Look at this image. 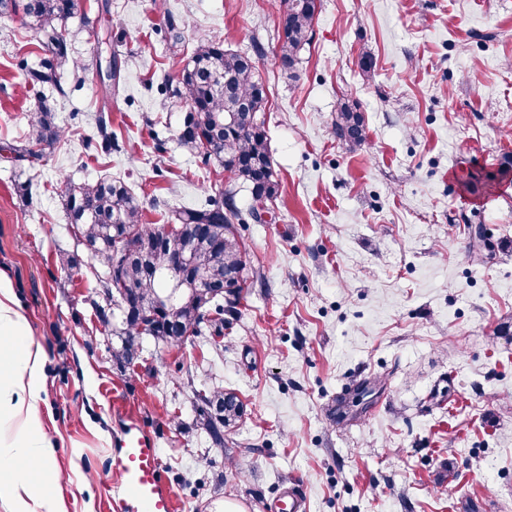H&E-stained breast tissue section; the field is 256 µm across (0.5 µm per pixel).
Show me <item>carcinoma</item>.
<instances>
[{"instance_id":"cac0c4a2","label":"carcinoma","mask_w":512,"mask_h":512,"mask_svg":"<svg viewBox=\"0 0 512 512\" xmlns=\"http://www.w3.org/2000/svg\"><path fill=\"white\" fill-rule=\"evenodd\" d=\"M21 9L38 35L45 58L27 70L33 85H49L64 93L61 79L78 66L70 60L62 24L75 14L80 0H0V7ZM322 0H278L281 34L276 63L285 70L299 64L311 41L313 23ZM120 58L113 53L107 70L97 69L103 105L112 98V82L119 80ZM182 76L167 86L170 96L189 109L178 134L179 144L208 165L217 163L229 184L201 207L168 210L166 223H142L143 208L121 180L101 178L68 188L64 205L69 224L87 251L89 267L109 306L91 301L103 327L112 330V362L122 369L142 358L148 337L168 346H181L201 333L202 326L224 330V312H234L243 299L250 260L238 240L234 224L241 219L235 205L240 182L251 188L255 201L276 200L274 178L264 122L268 93L252 59L224 49L212 38H199L191 49ZM31 147L13 149L20 160L38 159L33 147L56 143L61 130L50 106L40 104L27 115ZM333 134L350 152L368 143L367 126L357 105L341 103ZM95 136L101 148L112 151V123L100 114ZM138 250L125 253L129 243ZM182 253L188 261L182 275H167L169 258ZM196 413L212 443L224 446V429L244 414L238 396L215 388L195 393Z\"/></svg>"}]
</instances>
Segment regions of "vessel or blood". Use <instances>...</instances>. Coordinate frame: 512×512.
Listing matches in <instances>:
<instances>
[{"label":"vessel or blood","instance_id":"vessel-or-blood-1","mask_svg":"<svg viewBox=\"0 0 512 512\" xmlns=\"http://www.w3.org/2000/svg\"><path fill=\"white\" fill-rule=\"evenodd\" d=\"M113 471L123 501L137 503L140 512H172L173 494L164 486L157 451L136 428L125 433Z\"/></svg>","mask_w":512,"mask_h":512}]
</instances>
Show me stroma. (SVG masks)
Returning <instances> with one entry per match:
<instances>
[{"instance_id":"obj_1","label":"stroma","mask_w":512,"mask_h":512,"mask_svg":"<svg viewBox=\"0 0 512 512\" xmlns=\"http://www.w3.org/2000/svg\"><path fill=\"white\" fill-rule=\"evenodd\" d=\"M185 48L210 37L252 57L279 196L273 218L236 200L239 241L261 276L223 335L179 348L147 339L136 367L112 362V337L89 303L69 184L109 175L145 222L194 207L225 181L185 152L186 105L162 94ZM276 0H85L63 32L88 71L122 60L110 106L118 143L88 152L101 101L66 73L64 93L31 86L43 53L22 14L0 11V269L10 274L44 355L42 414L66 512H122L112 460L124 428L154 443L174 512H271L287 489L305 512H503L512 502V0H322L295 71L273 55ZM376 69L364 77L362 54ZM26 57V69L17 60ZM53 101L65 131L40 160H15L28 112ZM358 102L366 151L332 133ZM502 172L468 189V172ZM374 387L354 404L359 386ZM237 394L245 413L212 445L194 392ZM455 481H448V471Z\"/></svg>"}]
</instances>
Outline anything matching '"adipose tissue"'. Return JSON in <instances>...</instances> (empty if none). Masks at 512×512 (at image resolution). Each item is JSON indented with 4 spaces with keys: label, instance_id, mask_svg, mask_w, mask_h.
I'll use <instances>...</instances> for the list:
<instances>
[{
    "label": "adipose tissue",
    "instance_id": "adipose-tissue-1",
    "mask_svg": "<svg viewBox=\"0 0 512 512\" xmlns=\"http://www.w3.org/2000/svg\"><path fill=\"white\" fill-rule=\"evenodd\" d=\"M0 500L11 512H64L55 492L52 443L40 411L43 352L16 300L10 276L0 270Z\"/></svg>",
    "mask_w": 512,
    "mask_h": 512
}]
</instances>
